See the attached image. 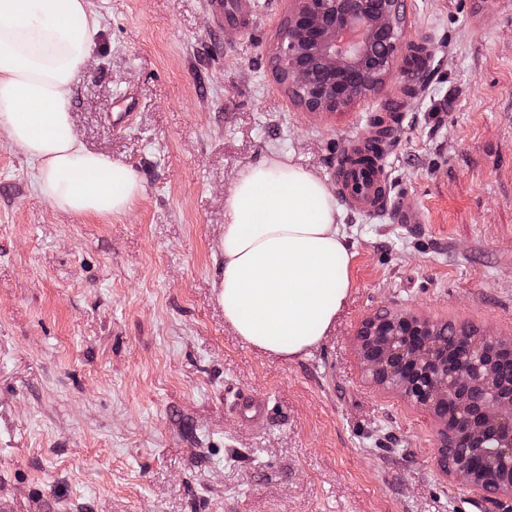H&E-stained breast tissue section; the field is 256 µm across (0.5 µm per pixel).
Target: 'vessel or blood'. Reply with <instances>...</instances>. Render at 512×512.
<instances>
[{"label":"vessel or blood","mask_w":512,"mask_h":512,"mask_svg":"<svg viewBox=\"0 0 512 512\" xmlns=\"http://www.w3.org/2000/svg\"><path fill=\"white\" fill-rule=\"evenodd\" d=\"M392 139V127L384 122L362 131L349 140L339 153L333 171L336 193L350 211L375 216L386 213L404 224L420 221L418 211L408 208L391 195L390 181L384 163ZM234 405L248 423L264 419L268 413L266 399L238 394Z\"/></svg>","instance_id":"b4317fda"}]
</instances>
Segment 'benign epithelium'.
<instances>
[{
  "mask_svg": "<svg viewBox=\"0 0 512 512\" xmlns=\"http://www.w3.org/2000/svg\"><path fill=\"white\" fill-rule=\"evenodd\" d=\"M277 47L283 83L311 114L336 112L378 89L390 74L404 30L403 0H293ZM366 372L429 408L443 426L440 467L472 483L480 451L512 472V376L494 371L512 358V339L466 336L448 352V332L403 312L368 320L359 336Z\"/></svg>",
  "mask_w": 512,
  "mask_h": 512,
  "instance_id": "benign-epithelium-1",
  "label": "benign epithelium"
}]
</instances>
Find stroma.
<instances>
[{
    "label": "stroma",
    "instance_id": "obj_1",
    "mask_svg": "<svg viewBox=\"0 0 512 512\" xmlns=\"http://www.w3.org/2000/svg\"><path fill=\"white\" fill-rule=\"evenodd\" d=\"M224 38L211 0H87L99 21L69 111L130 165V212L76 216L0 129V503L13 512H512L437 463L432 413L375 382L358 333L381 306L512 336V0H407L375 92L309 115L274 73L291 0ZM433 37L419 76L408 47ZM134 100L129 125L109 116ZM405 99L387 151L422 223L339 210L351 287L308 352L243 341L217 284L224 201L281 157L335 188L344 144ZM230 390L268 398L243 424Z\"/></svg>",
    "mask_w": 512,
    "mask_h": 512
}]
</instances>
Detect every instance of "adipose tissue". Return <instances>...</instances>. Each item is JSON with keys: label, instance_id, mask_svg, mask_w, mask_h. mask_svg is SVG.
Here are the masks:
<instances>
[{"label": "adipose tissue", "instance_id": "obj_1", "mask_svg": "<svg viewBox=\"0 0 512 512\" xmlns=\"http://www.w3.org/2000/svg\"><path fill=\"white\" fill-rule=\"evenodd\" d=\"M97 32L86 0H0V128L38 162L53 207L111 216L130 209L141 182L128 164L81 146L67 107ZM226 210L225 320L285 358L313 347L350 287L332 194L311 172L271 160L240 173Z\"/></svg>", "mask_w": 512, "mask_h": 512}]
</instances>
